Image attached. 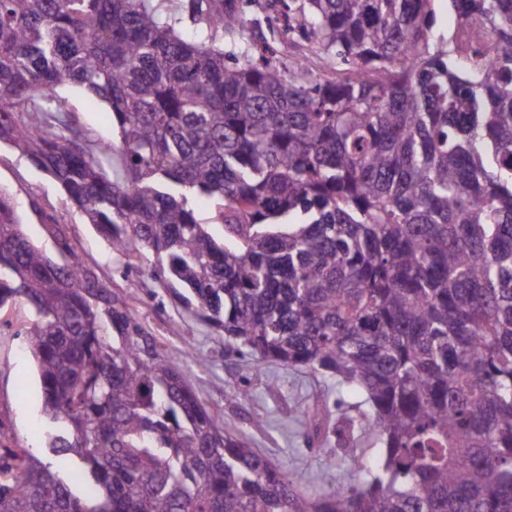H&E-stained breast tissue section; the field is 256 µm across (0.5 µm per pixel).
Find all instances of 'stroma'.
Segmentation results:
<instances>
[{"label":"stroma","mask_w":512,"mask_h":512,"mask_svg":"<svg viewBox=\"0 0 512 512\" xmlns=\"http://www.w3.org/2000/svg\"><path fill=\"white\" fill-rule=\"evenodd\" d=\"M66 94L73 109L71 118L82 134L94 140L115 139L116 125L105 103L77 88L67 89ZM0 191L12 198L31 243L55 254L54 240L43 227L45 217H55L85 266L111 293L133 292L136 322L144 336L171 361L200 403L223 419L228 432L244 439L276 468L288 471L300 487L341 479L344 463H328L336 452L333 428L325 427L319 441L310 442L298 413L317 405L335 415L356 403L354 393L338 388L335 378L327 374L274 361L245 371L237 346L225 338L223 330L161 287L159 263L151 251L131 259L113 252L106 238L66 201L56 182L3 145ZM8 316L12 328L0 327V423L9 428L14 446L52 462L58 470L77 472V456L53 457L45 447L40 382L26 341L17 334L30 318L27 305L17 303ZM200 353L206 356V364H198ZM258 420L263 428H255Z\"/></svg>","instance_id":"35a3bbf8"}]
</instances>
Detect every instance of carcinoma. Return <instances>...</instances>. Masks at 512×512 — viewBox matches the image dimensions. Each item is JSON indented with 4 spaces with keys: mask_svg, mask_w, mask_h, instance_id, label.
<instances>
[{
    "mask_svg": "<svg viewBox=\"0 0 512 512\" xmlns=\"http://www.w3.org/2000/svg\"><path fill=\"white\" fill-rule=\"evenodd\" d=\"M269 0L333 78L245 44L234 0H0V139L116 253L247 349L363 397L336 422L347 480L297 487L224 428L51 218L61 264L0 192V311L25 301L47 448L83 494L3 444L0 512H512V0ZM106 103L75 128L56 88ZM121 170L112 172V157ZM203 196L210 224L193 199ZM115 336V342L109 337ZM360 425L370 459L344 444ZM159 1L162 11L164 14H172L176 17H182L181 22L179 23V29L183 35V37L187 40H194L197 39L200 35V30L198 27L194 24V22L188 17L186 13L181 15V12L179 10V6L182 3H185L183 1L187 0H156ZM59 92L68 96L71 108L75 111L71 118L82 134L93 140H118L112 113L105 103L77 88Z\"/></svg>",
    "mask_w": 512,
    "mask_h": 512,
    "instance_id": "obj_1",
    "label": "carcinoma"
}]
</instances>
